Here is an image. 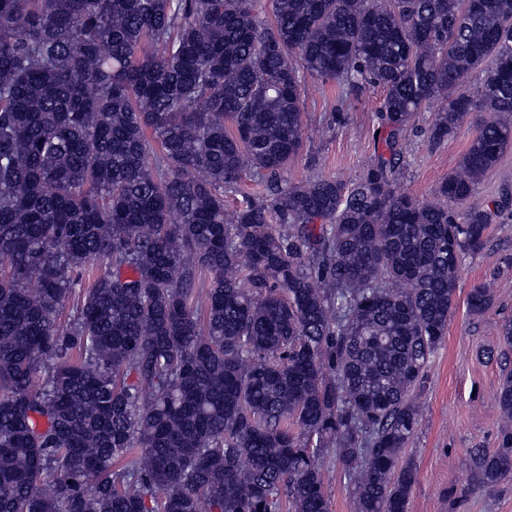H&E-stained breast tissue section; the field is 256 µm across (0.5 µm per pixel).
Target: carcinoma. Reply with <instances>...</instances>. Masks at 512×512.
Wrapping results in <instances>:
<instances>
[{
	"label": "carcinoma",
	"mask_w": 512,
	"mask_h": 512,
	"mask_svg": "<svg viewBox=\"0 0 512 512\" xmlns=\"http://www.w3.org/2000/svg\"><path fill=\"white\" fill-rule=\"evenodd\" d=\"M269 9L0 0V512H329L322 448L354 512H407L412 394L502 212L448 203L512 147V0ZM302 70L383 92L352 182L281 178ZM433 101V143L480 120L428 204L398 181ZM247 176L261 198L228 210ZM496 402L498 447L466 458L485 491L512 482L511 370Z\"/></svg>",
	"instance_id": "obj_1"
}]
</instances>
